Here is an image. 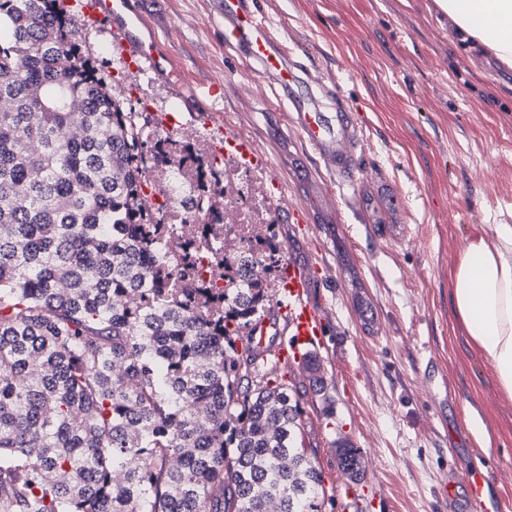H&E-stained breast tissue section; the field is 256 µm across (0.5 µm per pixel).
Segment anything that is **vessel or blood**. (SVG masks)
I'll return each mask as SVG.
<instances>
[{"label": "vessel or blood", "instance_id": "vessel-or-blood-1", "mask_svg": "<svg viewBox=\"0 0 512 512\" xmlns=\"http://www.w3.org/2000/svg\"><path fill=\"white\" fill-rule=\"evenodd\" d=\"M221 8L225 42L234 46L245 61L256 65L263 78L278 85L290 104L291 122L326 169L344 180H352L361 149L359 128L350 113L341 105L335 111H324L317 99L308 95L307 89L316 83V76L286 53L270 30L265 15L253 9L247 0H221ZM82 12L91 18L109 16L128 76L144 74L142 60L147 50L134 37L139 19L130 0H84ZM222 141L225 150L235 152L248 164H263L264 157L253 141L230 130L225 131ZM316 274L317 268L313 265L291 262L284 267L282 298L276 307V318L263 321L257 331L258 336L264 337L286 330L287 340L273 352L277 364L299 359L303 347L319 344L325 334L326 315L308 299Z\"/></svg>", "mask_w": 512, "mask_h": 512}]
</instances>
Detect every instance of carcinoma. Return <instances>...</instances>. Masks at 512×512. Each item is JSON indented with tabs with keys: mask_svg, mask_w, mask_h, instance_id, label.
I'll list each match as a JSON object with an SVG mask.
<instances>
[{
	"mask_svg": "<svg viewBox=\"0 0 512 512\" xmlns=\"http://www.w3.org/2000/svg\"><path fill=\"white\" fill-rule=\"evenodd\" d=\"M150 125L63 0H0V512H323L299 397L252 337L281 243L224 253L211 168L170 223L148 178L194 159ZM304 368L324 393L317 353Z\"/></svg>",
	"mask_w": 512,
	"mask_h": 512,
	"instance_id": "cac0c4a2",
	"label": "carcinoma"
}]
</instances>
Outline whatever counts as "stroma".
I'll return each mask as SVG.
<instances>
[{
    "instance_id": "stroma-1",
    "label": "stroma",
    "mask_w": 512,
    "mask_h": 512,
    "mask_svg": "<svg viewBox=\"0 0 512 512\" xmlns=\"http://www.w3.org/2000/svg\"><path fill=\"white\" fill-rule=\"evenodd\" d=\"M138 34L170 56L184 85L154 74L130 82L109 24L73 8L74 25L103 63L113 93L155 118L174 113L210 137L198 81L224 85L223 126L253 139L276 177L275 231L283 256L322 267L310 300L330 324L316 350L327 380L313 394L293 382L316 451L326 512H480L464 486L440 497L449 472L488 471L493 495L512 499V399L470 345L451 303L454 267L469 242L512 224V68L462 39L435 0H255L275 36L320 70L358 121L364 152L354 173L360 209L287 125L274 84L224 43L218 0H132ZM404 198L395 213L386 198ZM479 416L484 436L469 416ZM356 448L364 475L337 464Z\"/></svg>"
}]
</instances>
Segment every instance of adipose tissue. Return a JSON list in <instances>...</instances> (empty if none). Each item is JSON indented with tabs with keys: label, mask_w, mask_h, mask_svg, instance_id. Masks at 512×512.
I'll return each mask as SVG.
<instances>
[{
	"label": "adipose tissue",
	"mask_w": 512,
	"mask_h": 512,
	"mask_svg": "<svg viewBox=\"0 0 512 512\" xmlns=\"http://www.w3.org/2000/svg\"><path fill=\"white\" fill-rule=\"evenodd\" d=\"M468 37L512 67V0H435ZM473 239L458 260L453 306L472 347L487 361L502 395L512 398V224Z\"/></svg>",
	"instance_id": "1"
}]
</instances>
